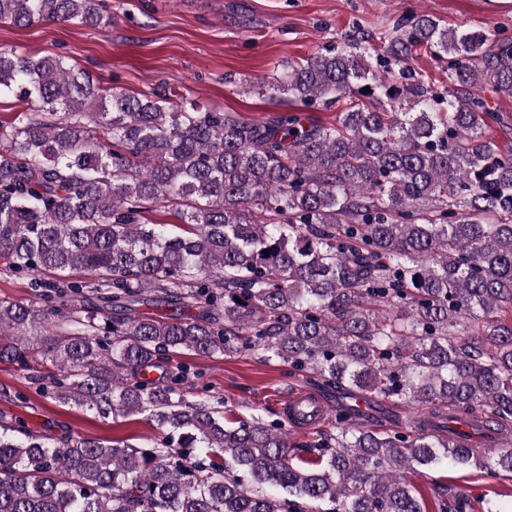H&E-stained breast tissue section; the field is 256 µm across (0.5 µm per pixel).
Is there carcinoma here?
<instances>
[{
    "mask_svg": "<svg viewBox=\"0 0 512 512\" xmlns=\"http://www.w3.org/2000/svg\"><path fill=\"white\" fill-rule=\"evenodd\" d=\"M0 20L103 28L112 12L0 0ZM392 33L379 69L344 42L258 85L340 106L329 125L188 110L0 50V96L36 102L0 124V257L53 276L35 301H0V361L63 404L166 431L56 442L1 419L0 512H428L418 466L512 474V150L489 135L512 116L477 93L512 95V39L428 14ZM419 47L449 58L448 87L412 74ZM161 209L179 224L147 220ZM67 295L86 306L57 314ZM184 351H260L428 414L378 431L340 409L336 434L290 444L279 422L189 400L183 372L148 378ZM487 425L503 434L491 464Z\"/></svg>",
    "mask_w": 512,
    "mask_h": 512,
    "instance_id": "carcinoma-1",
    "label": "carcinoma"
}]
</instances>
